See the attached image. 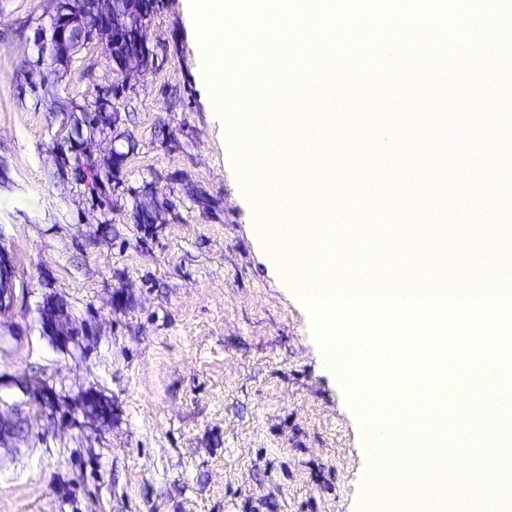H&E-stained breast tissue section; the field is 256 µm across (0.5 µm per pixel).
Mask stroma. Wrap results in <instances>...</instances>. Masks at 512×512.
Listing matches in <instances>:
<instances>
[{
  "instance_id": "35a3bbf8",
  "label": "stroma",
  "mask_w": 512,
  "mask_h": 512,
  "mask_svg": "<svg viewBox=\"0 0 512 512\" xmlns=\"http://www.w3.org/2000/svg\"><path fill=\"white\" fill-rule=\"evenodd\" d=\"M49 0H0V247L14 260L15 301L0 312V412L20 406L31 430L0 447V512H370L365 430L324 363L313 314L259 248L250 194L225 153L226 129L200 77L201 47L184 0H162L148 26L152 67L117 76L105 49L76 55L64 79H23ZM119 86L122 131L136 142L107 203L60 183L57 144L72 103ZM372 83L336 80L320 112L334 129L314 163L333 175L316 188L329 217L347 219L351 183L392 201L389 223L432 175L443 194L414 231L420 243L449 222L448 266L422 281L470 277L477 228L512 205L471 210L476 170L512 143V102L490 87L449 89L429 109L397 95L369 101ZM429 129H415L416 114ZM396 132L358 141V124ZM446 128L431 141L430 128ZM208 203H196L197 195ZM158 221L135 222L134 198ZM63 300L78 338L40 329L46 301ZM68 403L54 425L37 419L27 385ZM107 400L106 423L84 422L83 392Z\"/></svg>"
}]
</instances>
